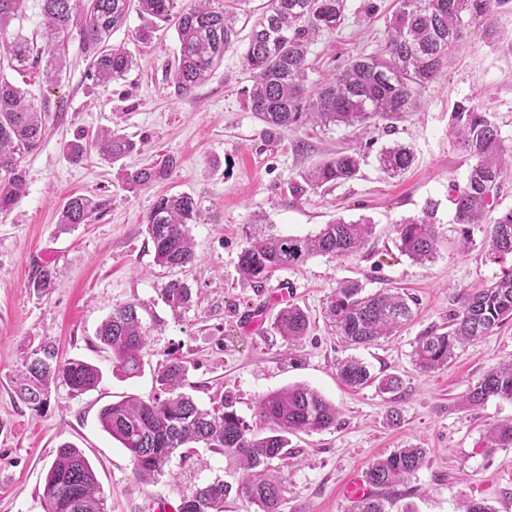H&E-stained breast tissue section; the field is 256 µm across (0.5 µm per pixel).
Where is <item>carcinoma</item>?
Wrapping results in <instances>:
<instances>
[{
	"label": "carcinoma",
	"instance_id": "1",
	"mask_svg": "<svg viewBox=\"0 0 512 512\" xmlns=\"http://www.w3.org/2000/svg\"><path fill=\"white\" fill-rule=\"evenodd\" d=\"M512 0H398L379 53L351 58L345 65L311 84V47L318 37L334 33L348 20V0H268L252 25L242 60L252 75L244 90L250 110L263 124L264 137L274 142L287 129L348 126L368 131L379 121H402L417 109V95L451 62L460 39L468 33L467 17L490 15L496 6ZM25 0H0V34L17 16ZM131 0H43L44 48L21 34L5 44L7 68L20 71L45 62L46 78L54 80L61 66L60 43L74 31L90 59V78L97 83L123 79L136 64L125 47L109 45L111 33L127 20ZM250 0H193L181 13L172 15L175 0H137L139 15L148 26L138 40L149 38L158 23L176 18L180 54L173 73L174 92L191 95L224 53L238 41L236 23L241 7ZM43 110L34 99L0 75V212L18 206L24 196L26 170L23 156L40 145L45 134ZM450 133L471 160L463 184L448 185L453 223L459 225L462 250L473 245V229L484 232V248L491 260L512 259V208L496 211L495 197L504 178L512 175V152L505 149L499 127L489 113L469 100L457 103L451 113ZM94 146L105 160H117L133 152L136 142L111 129H101ZM363 154L340 152L304 176L312 189L354 179ZM380 169L391 176L407 171L414 163L410 148L394 143L381 150ZM177 161L163 160L121 174L122 184L136 193L170 179ZM100 207L91 198L70 197L61 214L62 224H86ZM439 202L429 200L422 216L397 224V247L412 261L426 264L439 251L435 229ZM199 216L195 199L187 193L162 195L146 217V233L154 246L155 262L184 267L195 261L189 225ZM373 233L367 217L342 218L322 225L305 236L253 235L242 249L238 272L242 279L259 282L269 273L304 264L316 255L342 257L357 251ZM164 302L173 310L192 303V291L180 281L162 289ZM458 308L445 331L428 329L414 350L416 365L423 371L448 366L457 346L486 336L512 320V270L491 283L457 296ZM415 301L397 288L365 292L357 280H343L333 291L328 316L338 335L354 345H368L391 336L412 316ZM311 320L298 304L286 303L276 314L274 331L288 344L302 340ZM97 336L112 352L115 367L133 378L143 368V351L149 328L137 306L126 304L112 310ZM188 367L173 361L157 371L159 394L145 401L131 395L105 406L99 422L112 439L131 455L134 474L145 484L166 474L165 468L180 448L200 445L235 457L243 469L237 491L256 506L255 512H280L284 490L273 474L272 463L286 455L288 435L326 430L338 420L336 406L317 390L296 384L262 396L257 417L266 435L233 409L224 397L220 413L199 407L183 392ZM340 380L361 388L375 380L365 363L347 358L337 364ZM102 373L81 360L61 362L46 344L31 350L17 373L16 395L39 413L52 388L65 386L79 396L95 389ZM512 401V362L488 370L470 388L467 402L479 406L490 399ZM490 448L512 447V422L493 424L488 430ZM426 449L417 445L397 448L367 470L369 493L354 502L353 512H389L395 488L423 466ZM232 487L219 481L196 488L181 498L178 512H224V498ZM44 512H107L94 469L83 451L64 443L47 471L42 492Z\"/></svg>",
	"mask_w": 512,
	"mask_h": 512
}]
</instances>
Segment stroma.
<instances>
[{
	"mask_svg": "<svg viewBox=\"0 0 512 512\" xmlns=\"http://www.w3.org/2000/svg\"><path fill=\"white\" fill-rule=\"evenodd\" d=\"M267 0H251L252 12ZM397 0H379L377 13L363 25L346 21L338 32L319 38L311 59L325 74L349 57L381 48ZM241 17L238 46L189 98L177 97L170 70L179 55L174 26L156 30L146 41L135 34L143 24L137 12L114 31L112 44L126 46L136 63L115 83L89 79V59L78 36L65 42L64 66L57 83L45 80L42 66L7 71L14 85L45 107L46 134L25 156V195L9 212H0V512H44L46 471L57 448H81L97 475L108 512H176L182 496L222 480L238 485L242 472L234 461L205 448L173 458L168 475L139 484L129 452L101 427V409L134 394L157 392L154 376L174 359L186 361L185 391L201 407L235 399L244 420L256 423V401L269 392L304 383L335 404L339 417L328 430L290 436L288 458L273 466L285 487L281 512H351L341 484L356 469H368L397 448L416 444L426 462L397 489L398 512H456L459 495L484 502L494 512H512V447L488 448L486 433L495 422L512 420V402L489 400L480 407L466 394L489 369L512 359V321L491 335L456 349L447 368L424 372L413 361L417 340L427 329L444 326L456 297L502 273L485 256L482 232H474L469 253L458 249L459 235L448 201L450 182L463 181L470 161L449 132L457 101L469 98L490 113L512 149V4L492 18L474 16L472 29L492 26L486 41L463 39L452 64L419 94L417 112L377 128L336 126L288 130L271 145L262 123L246 106L242 90L250 85L241 63L253 19ZM119 131L137 144L114 162L89 150L72 162L67 146L92 140L98 130ZM409 145L413 166L391 178L377 162L379 150L394 142ZM360 146L365 159L352 181L313 190L305 172L336 152ZM178 166L169 181L138 194L124 190L120 174L165 156ZM187 193L200 215L190 232L197 260L169 268L154 260L145 218L157 197ZM86 195L100 208L88 224H64L60 213L68 197ZM439 201L438 258L418 264L396 246V225L421 216L428 200ZM369 217L375 231L356 253L332 258L317 255L303 265L274 271L260 283L244 282L238 256L256 227L273 235H309L342 218ZM47 256L52 288L29 286L33 260ZM360 281L367 291L400 288L418 301L414 317L394 336L376 344L347 346L331 327L326 309L338 281ZM173 280L193 293L189 308L171 310L162 299ZM309 314L308 336L288 345L272 323L286 302ZM141 305L150 328L144 369L125 377L97 329L112 309ZM257 315L254 325L245 322ZM54 344L61 359H79L101 369L99 385L81 396L66 387L52 390L42 412L15 394L14 379L30 349ZM356 357L376 376L397 375V398L376 384L345 386L337 376L340 359ZM397 408L399 426L387 413Z\"/></svg>",
	"mask_w": 512,
	"mask_h": 512,
	"instance_id": "stroma-1",
	"label": "stroma"
}]
</instances>
